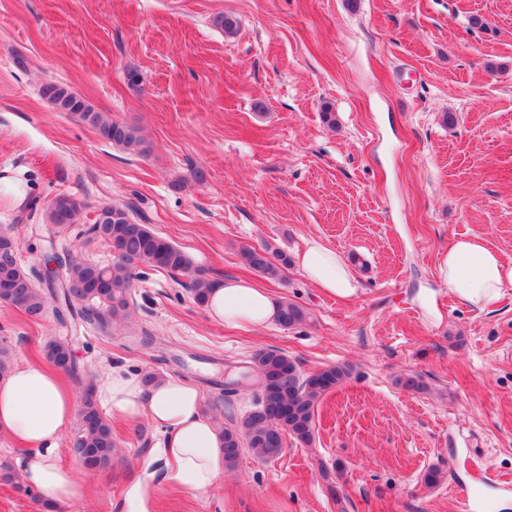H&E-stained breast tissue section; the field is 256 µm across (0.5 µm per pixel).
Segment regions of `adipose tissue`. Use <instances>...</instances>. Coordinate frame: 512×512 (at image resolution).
<instances>
[{"label":"adipose tissue","mask_w":512,"mask_h":512,"mask_svg":"<svg viewBox=\"0 0 512 512\" xmlns=\"http://www.w3.org/2000/svg\"><path fill=\"white\" fill-rule=\"evenodd\" d=\"M298 266L330 295L356 293L355 277L343 257L318 239H309ZM441 273L461 303L484 310L512 290V264L479 237H461L449 247ZM280 302L253 284L227 278L207 303L211 319L232 326L264 328L278 316ZM99 399L112 421L148 422L162 434L156 454L165 480L197 494H209L223 479L224 437L204 415L203 397L191 383L173 376L144 383L140 374L106 369L98 380ZM76 418V400L57 373L43 365L22 364L0 374V433L23 444L18 475L40 498L68 512L84 499L79 469L59 463L57 451Z\"/></svg>","instance_id":"1"}]
</instances>
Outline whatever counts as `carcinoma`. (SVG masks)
I'll list each match as a JSON object with an SVG mask.
<instances>
[{"label":"carcinoma","instance_id":"1","mask_svg":"<svg viewBox=\"0 0 512 512\" xmlns=\"http://www.w3.org/2000/svg\"><path fill=\"white\" fill-rule=\"evenodd\" d=\"M42 96L56 109L71 113L75 119L99 130L108 142L137 154L148 147L136 128L114 122L97 112L79 94L69 88L48 83ZM77 201L68 195L57 196L46 212L47 223L59 230L76 223L73 218ZM88 240L104 243L112 249L115 261L101 265L66 250L54 254L63 272L60 284L44 283L33 271L26 270L11 257L15 241L0 234V291L10 296L9 306L26 316L39 320L48 310L50 301L72 316H81L100 329L107 330L119 315L125 313L132 300L135 281L140 277L139 266L146 265L170 274H191L186 288L195 305L203 308L210 289L219 284L205 271L195 268L179 247L138 222L129 208L108 205L96 210L93 223L86 231ZM247 264L268 278H278L291 265L282 251L264 244L243 251ZM56 290H51V287ZM304 310L296 303L281 302L277 323L290 328L303 321ZM45 356L56 368L77 374L72 348L66 340H53L45 345ZM250 369L260 388L256 406L240 423L224 428V459L228 466L238 462L243 448H249L260 460L279 457L286 437L308 445L315 430V407L319 400L341 386L351 375L346 365L326 366L303 376L296 363L277 348L260 349L250 358ZM94 384H84L81 396V423L74 443L86 467L96 471L112 467V422L102 413L95 399Z\"/></svg>","mask_w":512,"mask_h":512}]
</instances>
